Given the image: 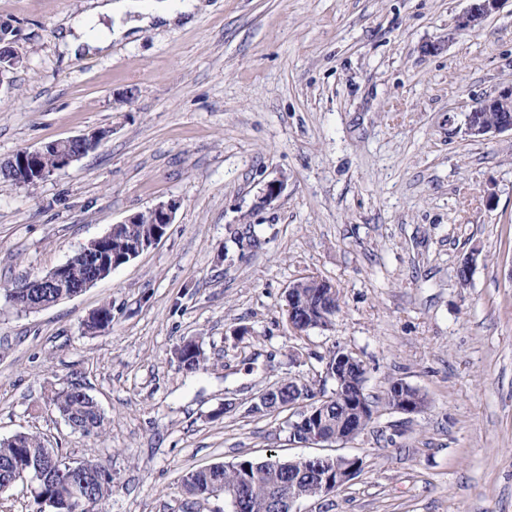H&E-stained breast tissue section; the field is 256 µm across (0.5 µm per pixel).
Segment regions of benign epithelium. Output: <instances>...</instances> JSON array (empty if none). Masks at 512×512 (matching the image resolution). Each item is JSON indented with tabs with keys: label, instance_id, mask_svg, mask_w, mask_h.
<instances>
[{
	"label": "benign epithelium",
	"instance_id": "benign-epithelium-1",
	"mask_svg": "<svg viewBox=\"0 0 512 512\" xmlns=\"http://www.w3.org/2000/svg\"><path fill=\"white\" fill-rule=\"evenodd\" d=\"M467 2L468 6L458 23V27L462 30L483 25L499 9L503 0H467ZM478 112H500L502 117L494 124H486L476 116ZM505 132L512 133V84L484 98L478 105L471 108L465 120L464 133L472 139L491 141ZM105 136L106 132L93 130L77 136L59 139L37 148L20 150L11 158L9 169L22 181L37 182L44 180L51 176L54 171L68 167L73 162L83 158L88 152L97 149ZM48 149L54 151L56 155V167L53 170H47L41 166V158ZM282 190V181L272 180L267 182L264 189H262L260 203L270 204L280 196ZM179 206L178 200L169 199L152 208L153 213L157 216V223L161 225V230L143 246L129 253V258L137 257L140 253L155 245L165 235L164 228L172 223ZM70 267L71 260L68 259L50 271L48 277L36 276L29 279L24 287V296L17 299L16 304L24 308H31L32 299L36 298L34 289L40 287L47 280L56 288L69 289L66 296H77L101 281L109 271V267L102 268L97 263L88 278L83 281L72 282L69 278ZM360 372L361 369L356 367V361L350 355L343 354L339 357L335 376L336 393L347 400L353 408V413L359 416V422L348 425L342 432L332 433L324 430L318 410L315 408L305 409L306 402L302 400L288 402V408L290 409L302 408L299 424L310 422L313 425L314 432L311 433L307 442L311 444H329L341 441L344 443L353 440L362 432L363 424L366 421L367 402L363 395ZM424 406V397L419 392L410 390L402 393L397 411L407 414L415 413ZM358 464L359 458L357 457L336 456V474L333 475L329 472L320 474L319 479L312 485V496L319 497L330 494L329 487L332 485L338 488L344 486L357 474Z\"/></svg>",
	"mask_w": 512,
	"mask_h": 512
}]
</instances>
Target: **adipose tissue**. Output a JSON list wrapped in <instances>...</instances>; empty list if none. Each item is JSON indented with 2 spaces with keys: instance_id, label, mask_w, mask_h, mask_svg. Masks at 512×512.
Masks as SVG:
<instances>
[{
  "instance_id": "adipose-tissue-1",
  "label": "adipose tissue",
  "mask_w": 512,
  "mask_h": 512,
  "mask_svg": "<svg viewBox=\"0 0 512 512\" xmlns=\"http://www.w3.org/2000/svg\"><path fill=\"white\" fill-rule=\"evenodd\" d=\"M201 6V0H182L176 6L169 0H153L148 7L141 0H91L86 14L67 22L57 38L58 47L67 60L104 54L113 42L134 36L137 30L157 23L174 24L195 15ZM103 17L111 19V27L100 25Z\"/></svg>"
}]
</instances>
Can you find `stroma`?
I'll list each match as a JSON object with an SVG mask.
<instances>
[{
  "label": "stroma",
  "instance_id": "1",
  "mask_svg": "<svg viewBox=\"0 0 512 512\" xmlns=\"http://www.w3.org/2000/svg\"><path fill=\"white\" fill-rule=\"evenodd\" d=\"M85 2L0 0L22 59L0 73V161L107 133L36 184L0 179V439L107 465L108 512H224L184 493L186 470L321 454L363 469L299 512H512V135L464 134L512 83V0L467 30L466 0H204L191 21L63 60L55 38ZM273 179L281 195L260 204ZM171 198L165 236L107 279L35 312L7 300ZM303 277L339 289L329 328L289 325ZM105 304L111 328L85 334ZM189 337L208 356L192 377L172 356ZM339 347L364 361L374 409L355 439L300 444L289 411L248 413L290 374L332 396L321 359ZM73 380L101 434L48 410ZM397 380L425 408L389 409Z\"/></svg>",
  "mask_w": 512,
  "mask_h": 512
}]
</instances>
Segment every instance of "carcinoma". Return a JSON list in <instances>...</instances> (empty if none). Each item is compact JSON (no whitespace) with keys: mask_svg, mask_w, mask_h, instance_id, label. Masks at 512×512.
<instances>
[{"mask_svg":"<svg viewBox=\"0 0 512 512\" xmlns=\"http://www.w3.org/2000/svg\"><path fill=\"white\" fill-rule=\"evenodd\" d=\"M157 229L152 211L140 214L136 224H122L113 236L104 244L92 240L83 246L87 254L94 252L102 259L112 261V256L121 257L137 245L149 240ZM301 291L297 298L302 305L300 316L314 322H322L328 327L339 310V292L333 285L320 279L310 277L299 284ZM174 360L178 369L185 375H196L205 369L207 357L202 343L185 339L174 349ZM284 383L283 401L299 398L309 402V406L320 405L325 410L331 429L340 430L344 422L351 418V407L340 400L326 402L317 397L314 388L305 383L299 387ZM48 407L55 410L73 429L86 435L101 432L104 417L94 399L84 390L78 381L55 390L47 400ZM53 458L64 464L58 452L45 445L41 438L30 433H17L0 440V492L9 489L2 471L20 470L27 472L30 467L45 458ZM84 476L90 479L85 492L86 502H77L76 491L66 480L51 481L39 486L35 495L38 512H104L112 495V473L101 462L82 461L78 463ZM302 464L297 462L290 466L280 460L258 462L241 459L231 464L218 463L208 468L187 471L181 479V486L186 495L197 499L209 498L211 488L216 483L234 490L243 503L242 512H274L276 500L296 497L307 498L309 481L301 474Z\"/></svg>","mask_w":512,"mask_h":512,"instance_id":"1","label":"carcinoma"}]
</instances>
